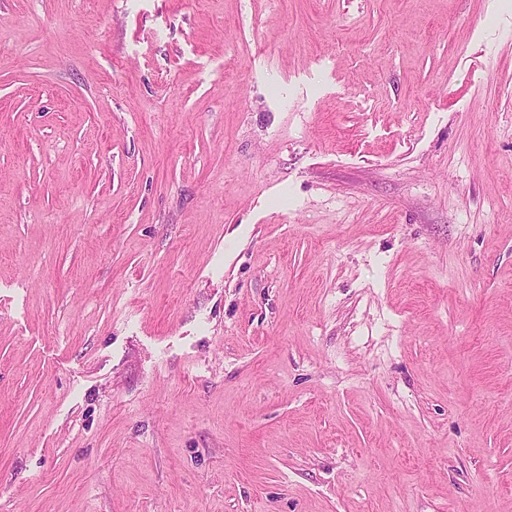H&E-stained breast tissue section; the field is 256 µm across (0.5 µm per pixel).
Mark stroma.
<instances>
[{"label":"stroma","instance_id":"1","mask_svg":"<svg viewBox=\"0 0 512 512\" xmlns=\"http://www.w3.org/2000/svg\"><path fill=\"white\" fill-rule=\"evenodd\" d=\"M0 512H512V0H0Z\"/></svg>","mask_w":512,"mask_h":512}]
</instances>
